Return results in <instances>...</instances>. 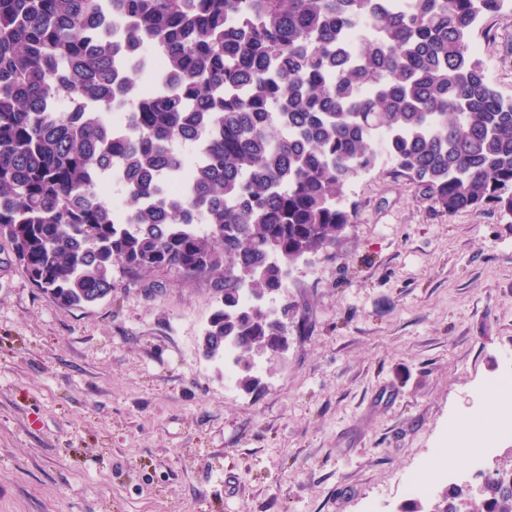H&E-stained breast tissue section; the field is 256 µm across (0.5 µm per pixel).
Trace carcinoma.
<instances>
[{
    "instance_id": "carcinoma-1",
    "label": "carcinoma",
    "mask_w": 512,
    "mask_h": 512,
    "mask_svg": "<svg viewBox=\"0 0 512 512\" xmlns=\"http://www.w3.org/2000/svg\"><path fill=\"white\" fill-rule=\"evenodd\" d=\"M505 2L0 0V238L61 307L116 270L219 279L205 355L250 389L285 346L264 298L336 248L348 184L382 158L445 214L512 218V99L471 43ZM116 177L122 211L97 193ZM476 512H512V479L487 476Z\"/></svg>"
}]
</instances>
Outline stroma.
Instances as JSON below:
<instances>
[{
    "label": "stroma",
    "instance_id": "stroma-1",
    "mask_svg": "<svg viewBox=\"0 0 512 512\" xmlns=\"http://www.w3.org/2000/svg\"><path fill=\"white\" fill-rule=\"evenodd\" d=\"M472 42L512 98V9ZM346 202L336 249L269 301L288 348L253 390L203 354L215 278L120 276L62 308L0 239V512H430L437 471L477 488L448 443L512 407L485 398L512 361V218L436 211L386 162Z\"/></svg>",
    "mask_w": 512,
    "mask_h": 512
}]
</instances>
